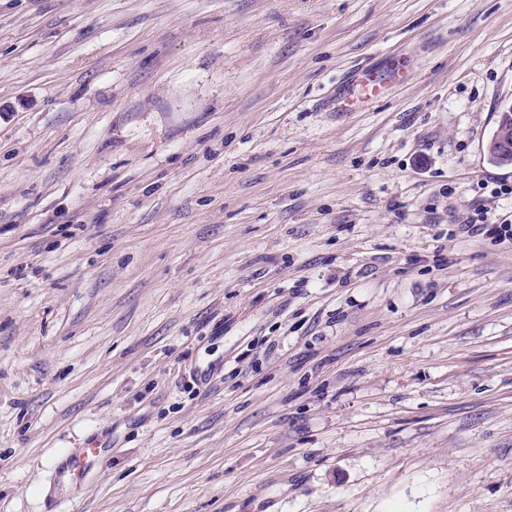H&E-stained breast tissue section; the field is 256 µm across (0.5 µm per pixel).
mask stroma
<instances>
[{
	"label": "stroma",
	"mask_w": 512,
	"mask_h": 512,
	"mask_svg": "<svg viewBox=\"0 0 512 512\" xmlns=\"http://www.w3.org/2000/svg\"><path fill=\"white\" fill-rule=\"evenodd\" d=\"M509 105L512 0H0V512H512ZM487 211L479 205L474 206L467 212L463 224L467 229V233L473 236H485L487 234H495V237L502 242H512V225L511 224H495V227L488 228ZM101 457V450L97 447L82 448L80 452L70 454L57 471L58 491L51 496L50 511H64L63 505L68 500L69 489L87 471L98 466Z\"/></svg>",
	"instance_id": "obj_1"
}]
</instances>
